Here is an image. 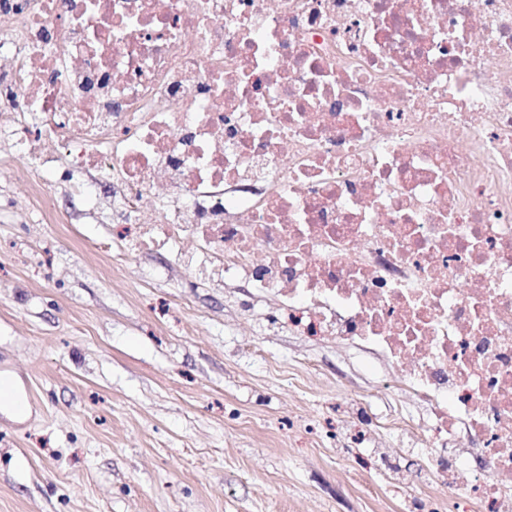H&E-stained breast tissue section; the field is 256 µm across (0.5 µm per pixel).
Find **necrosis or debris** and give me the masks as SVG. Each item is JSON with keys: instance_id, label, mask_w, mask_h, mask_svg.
Returning <instances> with one entry per match:
<instances>
[{"instance_id": "obj_1", "label": "necrosis or debris", "mask_w": 512, "mask_h": 512, "mask_svg": "<svg viewBox=\"0 0 512 512\" xmlns=\"http://www.w3.org/2000/svg\"><path fill=\"white\" fill-rule=\"evenodd\" d=\"M0 138L140 243L376 354L419 452L512 506V0H0Z\"/></svg>"}]
</instances>
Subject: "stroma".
Masks as SVG:
<instances>
[{"mask_svg": "<svg viewBox=\"0 0 512 512\" xmlns=\"http://www.w3.org/2000/svg\"><path fill=\"white\" fill-rule=\"evenodd\" d=\"M0 147V512H478L450 502L365 353L273 327L166 250L98 249L94 169Z\"/></svg>", "mask_w": 512, "mask_h": 512, "instance_id": "1", "label": "stroma"}]
</instances>
